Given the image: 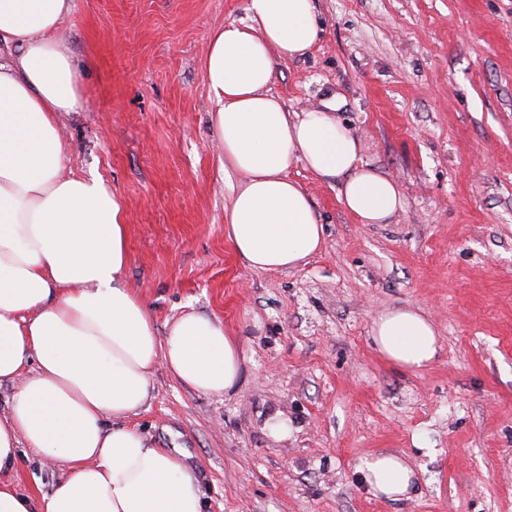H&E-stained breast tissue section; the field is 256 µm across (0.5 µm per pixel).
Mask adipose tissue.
<instances>
[{
  "mask_svg": "<svg viewBox=\"0 0 512 512\" xmlns=\"http://www.w3.org/2000/svg\"><path fill=\"white\" fill-rule=\"evenodd\" d=\"M72 0H0V384L16 387L0 418V469L29 449L65 468L42 499L0 482V512H202L189 464L128 425L165 363L183 384L226 394L242 357L222 323L190 311L157 334L123 281L129 226L98 178L65 174L59 116L79 104L77 72L55 33ZM315 0H250L249 22L217 28L203 73L224 145L240 174L224 234L255 270L295 268L323 243V226L287 171L303 163L338 178V199L362 224H384L402 204L396 181L363 164L351 131L329 110L290 113L268 87L274 59L304 56L316 39ZM379 354L419 370L440 343L411 306L373 322ZM374 496L411 497L401 456L363 466Z\"/></svg>",
  "mask_w": 512,
  "mask_h": 512,
  "instance_id": "ef3b65f1",
  "label": "adipose tissue"
}]
</instances>
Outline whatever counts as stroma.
<instances>
[{
    "label": "stroma",
    "instance_id": "35a3bbf8",
    "mask_svg": "<svg viewBox=\"0 0 512 512\" xmlns=\"http://www.w3.org/2000/svg\"><path fill=\"white\" fill-rule=\"evenodd\" d=\"M56 37L77 69L62 114L68 168L102 179L129 224L124 280L157 333L186 311L223 323L242 374L204 394L164 365L130 425L181 448L203 512H512V0H316L311 52L275 61L287 111L336 100L364 162L403 205L361 224L335 180L289 171L324 227L291 270L246 267L224 235V171L203 60L248 0H72ZM419 307L435 362L387 363L374 319ZM287 422L274 434L273 419ZM401 454L411 498L370 492L363 463ZM32 454L8 478L49 493Z\"/></svg>",
    "mask_w": 512,
    "mask_h": 512
}]
</instances>
